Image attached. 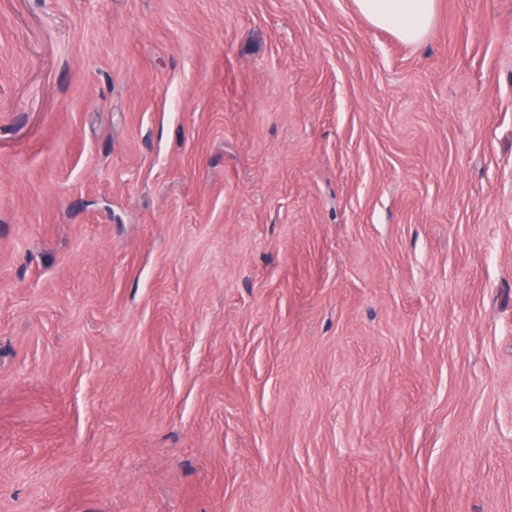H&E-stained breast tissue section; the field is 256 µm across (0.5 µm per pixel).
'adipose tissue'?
<instances>
[{"mask_svg": "<svg viewBox=\"0 0 512 512\" xmlns=\"http://www.w3.org/2000/svg\"><path fill=\"white\" fill-rule=\"evenodd\" d=\"M355 3L373 26L410 45L424 42L437 10V0H355Z\"/></svg>", "mask_w": 512, "mask_h": 512, "instance_id": "obj_1", "label": "adipose tissue"}]
</instances>
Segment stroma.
I'll use <instances>...</instances> for the list:
<instances>
[{"label": "stroma", "instance_id": "35a3bbf8", "mask_svg": "<svg viewBox=\"0 0 512 512\" xmlns=\"http://www.w3.org/2000/svg\"><path fill=\"white\" fill-rule=\"evenodd\" d=\"M0 512H512V0H0ZM437 0H355L359 12L375 27L405 44L419 45L429 35Z\"/></svg>", "mask_w": 512, "mask_h": 512}]
</instances>
